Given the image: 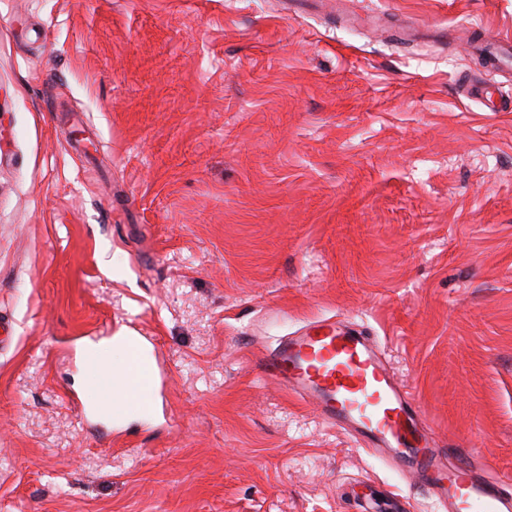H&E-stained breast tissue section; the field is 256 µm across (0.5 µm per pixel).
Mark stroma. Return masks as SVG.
Here are the masks:
<instances>
[{
  "label": "stroma",
  "mask_w": 512,
  "mask_h": 512,
  "mask_svg": "<svg viewBox=\"0 0 512 512\" xmlns=\"http://www.w3.org/2000/svg\"><path fill=\"white\" fill-rule=\"evenodd\" d=\"M453 39L406 37L408 25ZM512 0H0V512H365L416 478L256 358L372 336L512 491ZM148 337L131 411L78 350ZM481 51L492 62L497 63L512 58V40L508 37L498 38L494 41L480 39Z\"/></svg>",
  "instance_id": "stroma-1"
}]
</instances>
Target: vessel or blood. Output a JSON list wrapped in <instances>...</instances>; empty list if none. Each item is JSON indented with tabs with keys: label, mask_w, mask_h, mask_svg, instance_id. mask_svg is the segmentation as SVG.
Wrapping results in <instances>:
<instances>
[{
	"label": "vessel or blood",
	"mask_w": 512,
	"mask_h": 512,
	"mask_svg": "<svg viewBox=\"0 0 512 512\" xmlns=\"http://www.w3.org/2000/svg\"><path fill=\"white\" fill-rule=\"evenodd\" d=\"M494 63L512 57V40L481 41ZM264 373L289 395L313 404L329 423L356 434L369 454L418 477L445 512H512V494L479 464L449 461L412 395L392 378L370 337L317 320L277 340Z\"/></svg>",
	"instance_id": "b4317fda"
}]
</instances>
